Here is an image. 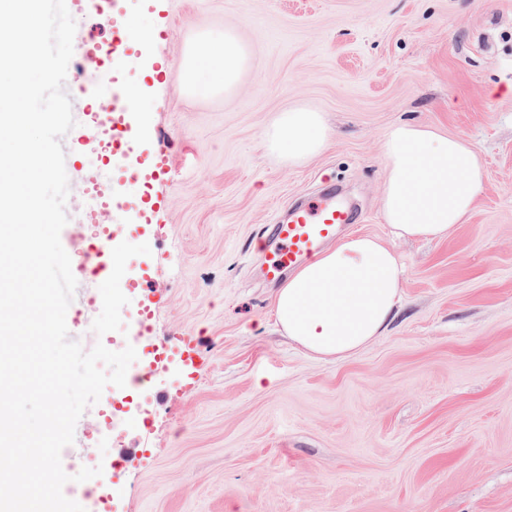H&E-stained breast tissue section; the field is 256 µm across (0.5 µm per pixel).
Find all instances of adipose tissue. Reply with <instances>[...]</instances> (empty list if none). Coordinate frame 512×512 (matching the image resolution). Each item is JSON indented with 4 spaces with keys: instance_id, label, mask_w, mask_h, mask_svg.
Returning <instances> with one entry per match:
<instances>
[{
    "instance_id": "obj_1",
    "label": "adipose tissue",
    "mask_w": 512,
    "mask_h": 512,
    "mask_svg": "<svg viewBox=\"0 0 512 512\" xmlns=\"http://www.w3.org/2000/svg\"><path fill=\"white\" fill-rule=\"evenodd\" d=\"M245 59L233 33L204 36L189 54L186 84L203 91L231 88ZM327 134L322 114L294 107L273 121L267 144L297 165L321 151ZM383 148L382 214L394 237L437 240L464 223L485 179L483 159L469 141L404 122L387 130ZM403 277L397 255L381 239L347 236L278 289L277 322L289 340L317 358L345 359L385 333Z\"/></svg>"
}]
</instances>
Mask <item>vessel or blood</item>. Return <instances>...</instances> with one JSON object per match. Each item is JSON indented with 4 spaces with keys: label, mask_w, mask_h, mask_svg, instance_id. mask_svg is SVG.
<instances>
[{
    "label": "vessel or blood",
    "mask_w": 512,
    "mask_h": 512,
    "mask_svg": "<svg viewBox=\"0 0 512 512\" xmlns=\"http://www.w3.org/2000/svg\"><path fill=\"white\" fill-rule=\"evenodd\" d=\"M112 36L120 43L119 59L99 63L93 80L79 84L77 93L92 105L104 99L111 101V111H95L90 119L102 134L119 139L120 145L104 156L80 154L76 166L67 168L66 173L72 179L77 171L94 170L97 180L88 185L87 193L93 198L96 211H112L116 201L113 192L118 189L122 192L121 199L137 208L140 220L128 225L125 247L120 253L113 250L112 225H102L99 234L84 247L82 263L73 267L77 280L90 279L97 284L98 292L91 299L95 305L110 302L113 288H141L142 278L127 275L128 255L143 250L144 230L159 205L158 199L146 196L145 187L150 182L166 179L169 173L168 155L142 153L135 128L128 121L134 91L116 76L118 69L136 68L138 46L146 33L135 18L126 15L114 22ZM353 222L350 208L328 187L314 199L291 209L287 219L265 225L262 234L265 257L261 265L265 279L271 283L280 281ZM149 356L157 364L178 359L192 365L199 356V342L188 333L172 336L154 344Z\"/></svg>",
    "instance_id": "b4317fda"
}]
</instances>
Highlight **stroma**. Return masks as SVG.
Masks as SVG:
<instances>
[{
    "instance_id": "obj_1",
    "label": "stroma",
    "mask_w": 512,
    "mask_h": 512,
    "mask_svg": "<svg viewBox=\"0 0 512 512\" xmlns=\"http://www.w3.org/2000/svg\"><path fill=\"white\" fill-rule=\"evenodd\" d=\"M164 31L127 82L172 171L151 226L148 334L140 295L69 318L119 351L188 332L193 368L147 366L150 398L100 401L78 421L90 460H63V490L85 512H512V0H124ZM236 34L246 65L228 91L184 87L207 32ZM324 114L323 149L303 164L272 153L279 112ZM416 121L469 140L486 169L448 238L391 237L381 210L385 132ZM335 186L353 234L380 237L404 267L388 331L341 361L288 342L276 285L260 275L264 224ZM132 413L149 420L124 433ZM135 448L112 504L74 476Z\"/></svg>"
}]
</instances>
